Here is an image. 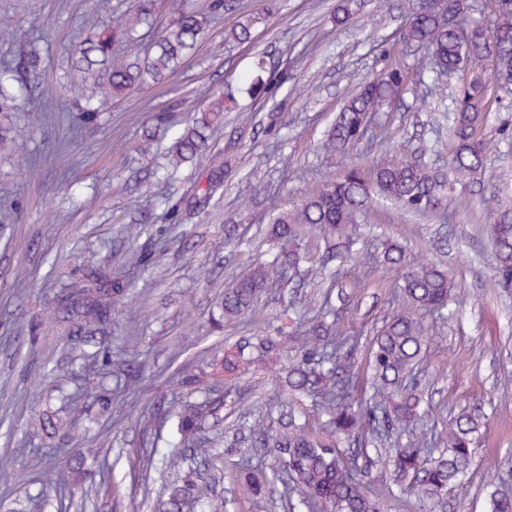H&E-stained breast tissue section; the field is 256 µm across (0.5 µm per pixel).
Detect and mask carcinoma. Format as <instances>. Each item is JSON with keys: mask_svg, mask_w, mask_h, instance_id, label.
Listing matches in <instances>:
<instances>
[{"mask_svg": "<svg viewBox=\"0 0 512 512\" xmlns=\"http://www.w3.org/2000/svg\"><path fill=\"white\" fill-rule=\"evenodd\" d=\"M174 17L156 35L151 51L140 58L118 57L113 46H135L141 30L155 22V0H136L134 9L110 27H95L76 48V67L86 78L75 91L79 126H96L107 101H119L133 90L158 84L171 75L195 50L210 15L227 8L226 0H210L199 12L186 0H172ZM471 0H443L426 14L413 12L401 28L402 42L427 58L428 75L420 82L429 100L447 98L446 71H468L459 87L450 117L448 174L428 166L420 156L389 149L367 164H349L339 177H327L291 211L271 215V236L282 244L276 263L283 273L308 264L311 277L324 280L328 264L341 265L361 257L368 264L404 266L399 246L387 249L382 260L357 251L361 216L370 192L415 215L435 212L457 200V187L476 182L484 169L487 144L480 135L489 87L512 94V9L494 11L487 27L472 18ZM495 52L494 70L486 74L479 62ZM10 66L0 68V147L10 140L17 119L19 88ZM408 72L395 65L360 83L348 94L328 128L322 148L330 156H360L376 138L372 119L392 106L406 89ZM224 90L211 92L207 106L179 129L168 153L173 162H191L206 170V184H196L189 197L167 208L171 221L184 212L208 209L224 183L228 162L209 151V133L224 124ZM484 209L512 224L501 210L497 195L483 197ZM318 234L324 247L302 253L298 241ZM497 284L512 288V232L493 237ZM398 296L402 304L380 327L369 345L365 372L354 362L359 337L341 331V310L330 293L323 296L314 315L302 314L286 336H249L226 348H211V371L185 365L174 379L195 400L163 399L150 425L168 429L177 446L151 454L159 456L164 471L185 473L179 484L164 487L165 512H209V488L191 469V452L201 445L208 425L223 420L225 393H237L239 377L262 361H288L282 368V395L288 413L273 427L264 418L253 424L256 445L269 449L271 463L255 465L243 456L240 476L254 506L264 508L269 485L266 470L280 474L281 496L293 512H385L381 493L369 483L377 459L390 463V484L403 487L416 499L420 512H445L448 493L464 485L482 419L459 411L448 417L436 434L428 429L416 388V369L428 348L439 339L456 312L448 309L451 280L440 264L426 261L404 271ZM129 283L108 269L72 276L54 294L53 314L61 335L69 338L76 359L101 357L115 386L104 382L94 388L79 385L65 395L70 413L84 411L88 402L100 406L115 420L129 416L122 387L141 375V364L123 347L109 348L112 316L124 303ZM269 288L265 267L244 262L232 272V285L224 289L219 307L222 323L236 326L255 308ZM41 430L54 436L70 435V417H48ZM488 512H512V479L501 477L487 494Z\"/></svg>", "mask_w": 512, "mask_h": 512, "instance_id": "1", "label": "carcinoma"}]
</instances>
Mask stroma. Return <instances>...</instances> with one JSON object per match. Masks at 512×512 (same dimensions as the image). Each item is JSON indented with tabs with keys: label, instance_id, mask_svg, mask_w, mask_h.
<instances>
[{
	"label": "stroma",
	"instance_id": "35a3bbf8",
	"mask_svg": "<svg viewBox=\"0 0 512 512\" xmlns=\"http://www.w3.org/2000/svg\"><path fill=\"white\" fill-rule=\"evenodd\" d=\"M231 7L211 22L180 69L163 83L136 91L113 104L98 126L74 129L75 113L64 86L81 81L72 53L91 24L95 0H0V16L10 17V36L0 35V65L18 64L23 53L40 55L36 70L21 73L17 125L11 161L0 162V463L11 462L12 479L0 482V512L25 501L30 512H74L59 500L54 481L63 466L48 447L74 448L87 464L98 467L104 488L94 503L97 512H151L161 481L146 470L142 456L153 435L146 422L158 400L181 395L170 376L184 363L209 361V347L256 333L277 335L287 326L289 305H316L318 289L277 288L261 295L251 321L215 332L218 295L234 268L262 254L276 253L269 235L268 206L293 209L326 175L343 162L321 149L324 134L342 107L347 92L361 80L394 62L410 74L421 58L407 51L399 29L415 0H230ZM346 6L349 19L337 24L336 10ZM261 22L252 39L239 43L226 33L243 17ZM262 78L269 88H250ZM229 87L236 104L224 114L210 141L215 147L236 144V161L224 191L210 214L182 224L165 216L168 200L181 197L197 175L184 164L167 173L166 151L175 129L205 107L210 93ZM47 103L51 112L39 122L30 110ZM170 114L171 127H154V112ZM384 130L372 152L395 146H427L431 163L444 168L446 132L436 129L434 115L419 110L414 92L378 115ZM512 102L490 100L481 129L490 149L479 185L462 188L467 207L451 219L442 213L405 216L395 206L373 198L361 231L374 255L390 244L405 248L415 264L437 259L453 282L459 314L444 330L443 341L422 365L429 427L436 428L463 408L486 415L473 453L468 482L450 500L452 512H487L485 488L512 456V288L495 283V254L482 199L497 193L512 205ZM154 128L150 155L133 150L146 128ZM255 195L253 208L240 200ZM149 216L148 233L126 239L123 230ZM236 226L233 240L224 237L225 221ZM168 241L147 266L133 268L137 251L151 248L154 237ZM110 266L131 275L126 302L116 316V336L129 339L143 363L141 380L129 382L124 395L130 416L113 421L98 408L74 416L75 430L60 439L35 432L42 417L61 410L60 389H71L57 346L55 365L42 354L55 343L51 315L53 295L62 277L93 266ZM396 272L350 263L340 273L342 327L362 341L354 354L365 367L366 344L392 314ZM17 322L39 324L37 337H16ZM278 365L242 376L239 394L228 398L225 412L238 433L205 442L195 453L203 480L219 512H255L243 480L239 456L252 453L249 427L257 415L274 419L283 402L277 395Z\"/></svg>",
	"mask_w": 512,
	"mask_h": 512
}]
</instances>
